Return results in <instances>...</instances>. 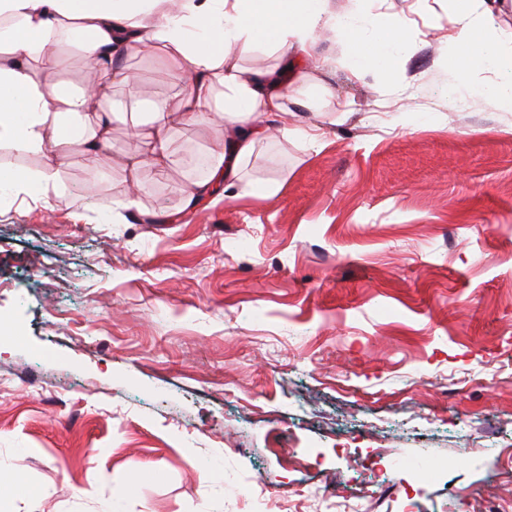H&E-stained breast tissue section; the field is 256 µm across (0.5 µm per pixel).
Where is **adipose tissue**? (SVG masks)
I'll use <instances>...</instances> for the list:
<instances>
[{
	"label": "adipose tissue",
	"mask_w": 512,
	"mask_h": 512,
	"mask_svg": "<svg viewBox=\"0 0 512 512\" xmlns=\"http://www.w3.org/2000/svg\"><path fill=\"white\" fill-rule=\"evenodd\" d=\"M451 9L449 70L498 110L512 112V40H502L489 24L485 0H451ZM74 30L97 81L70 90L50 75L60 42ZM319 30L334 34L362 69L390 71L407 52L401 19L339 13L331 0H0V47L9 52L8 60H0V143L50 155L39 179L54 182L70 153L96 151L108 141L118 114L103 83L135 88L137 76L124 57L159 47L179 93H153L151 140L129 152L130 171L167 166L174 153L167 136L172 115L192 126L213 113L224 120V139L206 155L205 179L190 182L185 196L199 197L216 180L234 186L242 160L266 136L261 116H270L283 137L300 136L288 103L304 95L307 66L332 71L338 63L312 57ZM260 41L278 52L277 65H244ZM488 71L498 81L480 83ZM64 129L71 137H61Z\"/></svg>",
	"instance_id": "obj_1"
}]
</instances>
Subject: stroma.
I'll return each mask as SVG.
<instances>
[{
  "instance_id": "35a3bbf8",
  "label": "stroma",
  "mask_w": 512,
  "mask_h": 512,
  "mask_svg": "<svg viewBox=\"0 0 512 512\" xmlns=\"http://www.w3.org/2000/svg\"><path fill=\"white\" fill-rule=\"evenodd\" d=\"M369 7L405 22L399 74L320 32L341 62L289 105L317 140L272 134L232 189L184 202L178 160L113 209L128 120L41 190L42 155L0 160L30 178L0 201V512H329L378 452L425 464L413 512L512 500V112L454 83L448 0ZM128 64L166 85L162 50Z\"/></svg>"
}]
</instances>
